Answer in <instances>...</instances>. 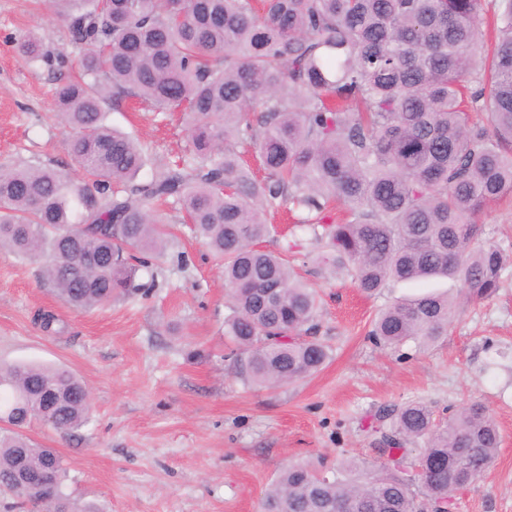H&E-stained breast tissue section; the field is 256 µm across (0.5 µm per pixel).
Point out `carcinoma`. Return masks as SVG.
<instances>
[{
  "instance_id": "carcinoma-1",
  "label": "carcinoma",
  "mask_w": 512,
  "mask_h": 512,
  "mask_svg": "<svg viewBox=\"0 0 512 512\" xmlns=\"http://www.w3.org/2000/svg\"><path fill=\"white\" fill-rule=\"evenodd\" d=\"M498 32L480 40L485 2ZM79 50L54 91V116L82 176L53 166H0V248L41 264L69 306L89 311L148 296L143 281L171 232L152 203L173 199L220 261L230 314L224 335L244 381L273 388L318 372L316 291L259 247L266 213L308 212L318 260L362 293L447 278L457 295L397 301L374 320L382 349L443 336L464 303L500 288L512 255L483 237L484 209L512 195V0H43ZM29 63L50 55L31 33ZM478 84L479 89L472 88ZM136 98L181 112L182 162L140 182L141 144L106 124ZM488 112V123L473 113ZM255 149L259 178L241 148ZM335 201L347 210L326 224ZM64 367L0 365V492L34 512H100L70 490L69 466L23 427L84 426L92 403ZM372 463L292 464L262 512H446L495 460L501 436L479 403L436 419L406 402L375 414ZM49 473V486L16 482Z\"/></svg>"
}]
</instances>
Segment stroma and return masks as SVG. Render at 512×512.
<instances>
[{"instance_id":"35a3bbf8","label":"stroma","mask_w":512,"mask_h":512,"mask_svg":"<svg viewBox=\"0 0 512 512\" xmlns=\"http://www.w3.org/2000/svg\"><path fill=\"white\" fill-rule=\"evenodd\" d=\"M29 31L59 63L18 56L15 43ZM77 54L64 21L34 0H0V162L73 168L53 90ZM108 117L146 147L141 179L183 156L178 114L127 100ZM161 210L173 235L154 290L88 313L55 295L40 264L0 250V364L64 366L91 394L80 430L62 435L39 421L26 428L67 460L79 494L103 512H259L290 464L372 459L367 426L378 407L421 400L447 416L479 402L502 445L451 512H512V265L498 292L468 304L435 344L383 350L367 337L382 308L433 287L456 293V283H393L365 297L348 276L319 265L307 235L275 213L262 246L286 253L318 291L317 336L330 358L315 375L268 390L244 383L224 358L229 301L220 265L183 224L179 204ZM42 312L56 317L54 331L41 328Z\"/></svg>"}]
</instances>
